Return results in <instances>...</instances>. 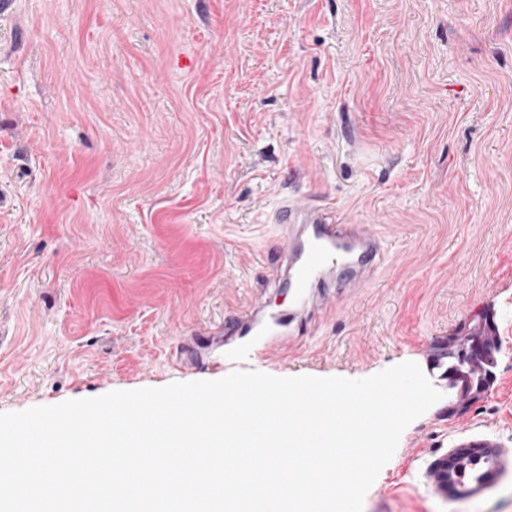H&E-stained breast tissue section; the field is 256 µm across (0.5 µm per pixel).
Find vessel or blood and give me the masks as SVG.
Listing matches in <instances>:
<instances>
[{
    "mask_svg": "<svg viewBox=\"0 0 512 512\" xmlns=\"http://www.w3.org/2000/svg\"><path fill=\"white\" fill-rule=\"evenodd\" d=\"M300 166L288 168V191L268 217L279 233L273 292L245 313L226 315L214 329L199 331L171 361L175 370L237 368L240 360L295 346L311 319L327 308L329 285L357 288L370 282L385 255V243L369 224H346L323 196L303 190ZM288 295L274 308L271 295ZM512 478V447L481 436L452 441L425 464L422 483L433 495L468 502L490 498Z\"/></svg>",
    "mask_w": 512,
    "mask_h": 512,
    "instance_id": "obj_1",
    "label": "vessel or blood"
}]
</instances>
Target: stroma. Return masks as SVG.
Here are the masks:
<instances>
[{"mask_svg": "<svg viewBox=\"0 0 512 512\" xmlns=\"http://www.w3.org/2000/svg\"><path fill=\"white\" fill-rule=\"evenodd\" d=\"M389 249L262 372L426 366L489 324L478 401L403 431L363 512H512L429 493L455 438L512 444V0H12L0 12V413L223 377L181 337L269 284L289 163Z\"/></svg>", "mask_w": 512, "mask_h": 512, "instance_id": "1", "label": "stroma"}]
</instances>
